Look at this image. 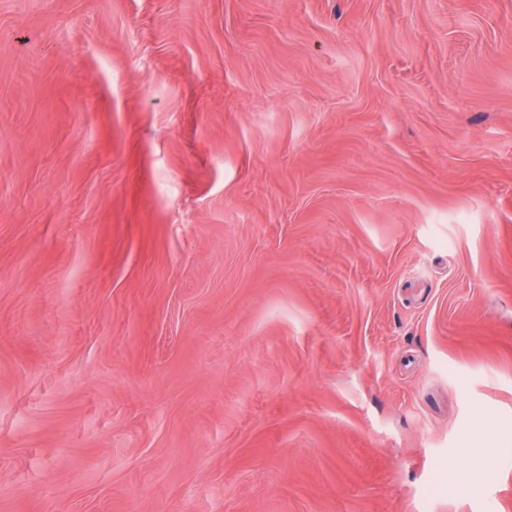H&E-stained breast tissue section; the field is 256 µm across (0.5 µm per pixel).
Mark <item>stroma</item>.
Instances as JSON below:
<instances>
[{"label": "stroma", "instance_id": "1", "mask_svg": "<svg viewBox=\"0 0 512 512\" xmlns=\"http://www.w3.org/2000/svg\"><path fill=\"white\" fill-rule=\"evenodd\" d=\"M512 0H0V512H512Z\"/></svg>", "mask_w": 512, "mask_h": 512}]
</instances>
